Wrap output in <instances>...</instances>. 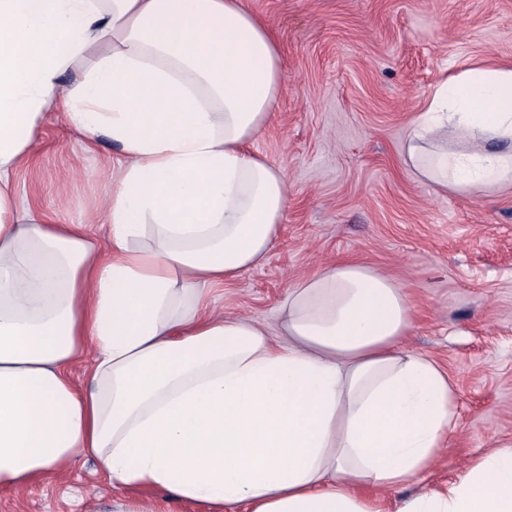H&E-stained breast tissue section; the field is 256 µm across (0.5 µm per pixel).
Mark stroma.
<instances>
[{
  "label": "stroma",
  "instance_id": "35a3bbf8",
  "mask_svg": "<svg viewBox=\"0 0 512 512\" xmlns=\"http://www.w3.org/2000/svg\"><path fill=\"white\" fill-rule=\"evenodd\" d=\"M268 24L284 86L250 148L288 186V210L267 258L210 287L208 308L279 334L296 282L358 260L406 289L412 326L401 342L446 371L458 426L440 459L410 487L456 481L492 448L512 447V186L443 191L403 157L432 89L477 62L512 60V0H244ZM119 150L88 142L65 113H47L37 148L14 175L19 203L58 224H90L111 189ZM250 512L184 501L146 487L112 489L82 457L51 481L0 491V512Z\"/></svg>",
  "mask_w": 512,
  "mask_h": 512
}]
</instances>
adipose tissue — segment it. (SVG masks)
<instances>
[{"mask_svg":"<svg viewBox=\"0 0 512 512\" xmlns=\"http://www.w3.org/2000/svg\"><path fill=\"white\" fill-rule=\"evenodd\" d=\"M283 84L242 0H0L1 490L87 456L113 488L252 512H512V448L403 496L457 411L448 375L399 351L412 310L389 277L343 261L299 279L279 340L205 312L207 287L268 255L288 207L279 170L248 149ZM51 111L121 149L108 260L82 225L17 200ZM450 125L485 146L449 149ZM403 162L457 192L512 183V64L437 84Z\"/></svg>","mask_w":512,"mask_h":512,"instance_id":"obj_1","label":"adipose tissue"}]
</instances>
